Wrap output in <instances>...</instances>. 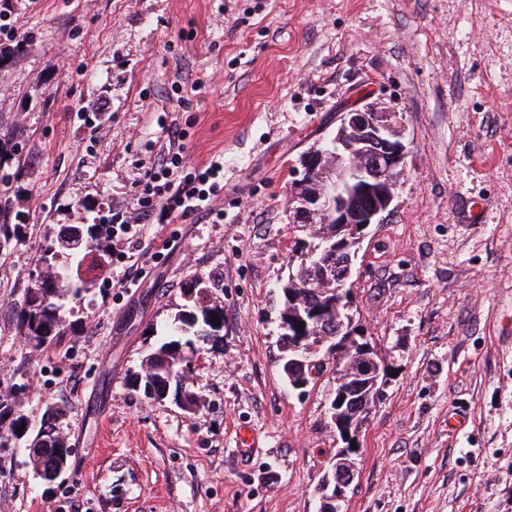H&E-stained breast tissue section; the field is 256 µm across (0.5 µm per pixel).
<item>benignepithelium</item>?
I'll return each mask as SVG.
<instances>
[{"instance_id": "benign-epithelium-1", "label": "benign epithelium", "mask_w": 512, "mask_h": 512, "mask_svg": "<svg viewBox=\"0 0 512 512\" xmlns=\"http://www.w3.org/2000/svg\"><path fill=\"white\" fill-rule=\"evenodd\" d=\"M410 151L405 141L399 113L377 103L355 101L339 114L334 135L321 147L308 151L295 171L290 186L289 223L343 224L353 239H338L332 246L331 258L315 265L320 287L331 295L330 311L335 317L333 329L322 324L316 329L297 332L291 344L294 356L286 367L293 370L289 385L303 391L316 372L334 364L336 375L356 372L369 378V399L363 401L356 415L344 417L338 391L330 404V418L341 432L344 446L336 451L335 476H324L317 491L320 501L337 503L345 496L354 477V466L348 448L357 440L359 427L371 412L380 395L384 371L372 355L374 347L359 341L353 326L352 308L355 255L357 245L372 224L382 221L390 211L395 191L407 172ZM37 476L47 484L63 475L43 463L45 449L27 448Z\"/></svg>"}]
</instances>
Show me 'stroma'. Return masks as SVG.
<instances>
[{"instance_id": "1", "label": "stroma", "mask_w": 512, "mask_h": 512, "mask_svg": "<svg viewBox=\"0 0 512 512\" xmlns=\"http://www.w3.org/2000/svg\"><path fill=\"white\" fill-rule=\"evenodd\" d=\"M0 53V512H318L341 441L336 374L283 377L288 190L359 94L411 154L358 245L354 324L385 361L340 512H512V0H9ZM186 133L220 157L223 220L149 224L139 287L109 258L26 340L27 292L70 260L63 226L131 215L138 177ZM200 280L224 339L187 375L193 408L131 386ZM67 408L54 485L12 422ZM255 446L238 451L239 429Z\"/></svg>"}]
</instances>
